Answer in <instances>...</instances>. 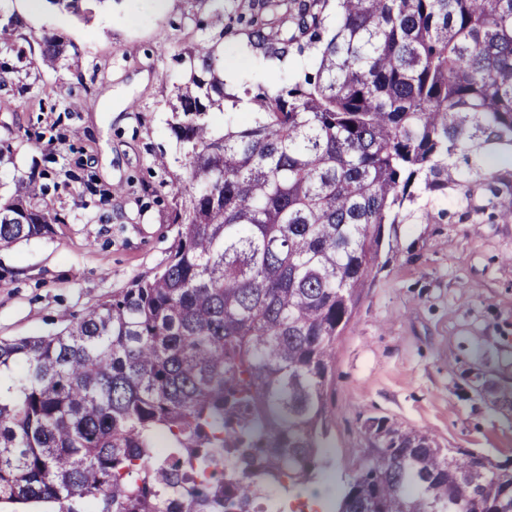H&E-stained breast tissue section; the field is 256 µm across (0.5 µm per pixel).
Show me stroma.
Instances as JSON below:
<instances>
[{"instance_id":"1","label":"stroma","mask_w":512,"mask_h":512,"mask_svg":"<svg viewBox=\"0 0 512 512\" xmlns=\"http://www.w3.org/2000/svg\"><path fill=\"white\" fill-rule=\"evenodd\" d=\"M213 0H106L91 21L25 0H0V59L26 62L0 86V196L34 174L62 217L52 233L0 251V339L47 335L166 260L176 235L164 184L180 153L167 120L180 54L217 44L224 59L246 35L200 30ZM66 60L40 63L42 39ZM79 138H71V130ZM429 218L400 225L398 249L367 288L343 336L329 388L327 464L299 497L307 512L334 502L361 467L367 418L432 432L441 445L512 456V224Z\"/></svg>"}]
</instances>
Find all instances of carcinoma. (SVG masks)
Here are the masks:
<instances>
[{
  "instance_id": "carcinoma-1",
  "label": "carcinoma",
  "mask_w": 512,
  "mask_h": 512,
  "mask_svg": "<svg viewBox=\"0 0 512 512\" xmlns=\"http://www.w3.org/2000/svg\"><path fill=\"white\" fill-rule=\"evenodd\" d=\"M106 0H47L88 21ZM267 58L224 93L189 47L168 102L182 151L165 266L49 335L0 340V504L55 512H263L321 469L336 340L421 201L512 223V0H293L288 30L238 17ZM65 50L52 35L41 61ZM249 108L242 124L213 114ZM17 180L0 251L60 215ZM336 512H512V459L367 421ZM171 440L157 456L156 440Z\"/></svg>"
}]
</instances>
